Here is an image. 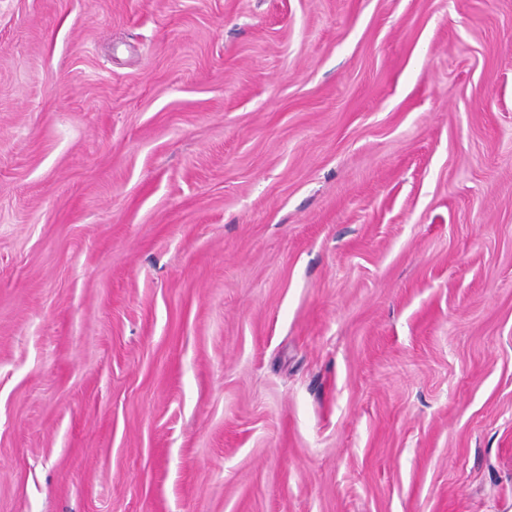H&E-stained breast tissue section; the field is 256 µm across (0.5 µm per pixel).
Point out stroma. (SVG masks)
I'll list each match as a JSON object with an SVG mask.
<instances>
[{
  "label": "stroma",
  "instance_id": "stroma-1",
  "mask_svg": "<svg viewBox=\"0 0 512 512\" xmlns=\"http://www.w3.org/2000/svg\"><path fill=\"white\" fill-rule=\"evenodd\" d=\"M0 512H512V0H0Z\"/></svg>",
  "mask_w": 512,
  "mask_h": 512
}]
</instances>
